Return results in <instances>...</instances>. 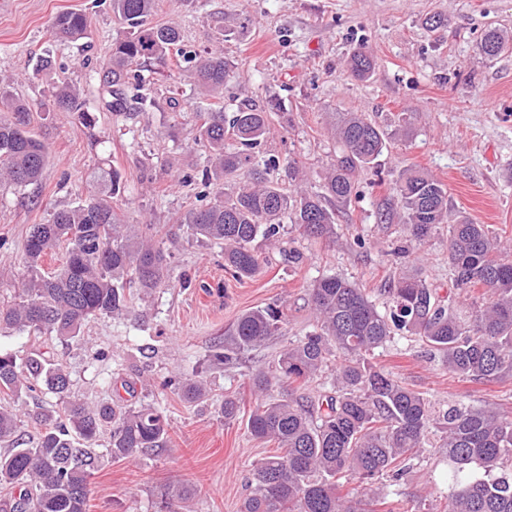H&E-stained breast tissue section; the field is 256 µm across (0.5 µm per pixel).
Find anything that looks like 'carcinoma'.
Returning <instances> with one entry per match:
<instances>
[{"label": "carcinoma", "mask_w": 512, "mask_h": 512, "mask_svg": "<svg viewBox=\"0 0 512 512\" xmlns=\"http://www.w3.org/2000/svg\"><path fill=\"white\" fill-rule=\"evenodd\" d=\"M156 0H111L112 14L123 34L99 65L100 81L109 88L127 87L144 112L153 105L149 78L133 69L141 60L162 62L175 53L191 65L198 97L224 98V84L236 77L221 50L186 51L181 29L152 21ZM247 17H226L220 35L241 34ZM91 19L82 12L55 15L50 33L60 44L88 37ZM508 43L495 30L480 44L487 58L501 54ZM354 77L367 78L374 59L358 50L350 57ZM54 105L78 114L91 127L94 118L83 109L79 89L55 87ZM34 105L14 97L0 78V187H25L42 178L47 147L28 127ZM272 101L266 109L246 106L232 115L218 108L205 113L194 140L208 149L209 168L201 182L221 185L235 174L234 191H220L214 200L189 208L180 228L224 250V270L236 279L261 271L257 238L275 243L284 222L311 238L336 236V205L359 196L356 173L377 162L386 141L403 135L399 125L386 132L363 112H339L330 133L339 154L324 170L323 191H287L273 180L280 158L261 155L270 132ZM121 193L120 177L101 178L98 191L75 206L61 209L46 224H35L24 246L27 275L12 304L0 307V332L34 331L69 341L97 316L122 317L134 297L150 296L172 279L171 254L155 241L149 224L122 222L113 201ZM398 223L408 241L425 244L448 225V262L456 287L483 289L484 302L470 319L462 318L456 301L440 298L420 272H403L384 289L390 303L382 313L353 282L339 276L313 281L307 304L313 322L280 352L271 376L258 370L250 377L258 394L246 422L249 434L277 444L253 473L254 489L241 512H393L395 500L374 488L388 478L395 487L407 479L426 437L433 432L453 469L451 491L440 512H512V417L496 406L450 405L437 412L430 400L366 356L387 346L397 335L416 337L439 353L448 372L472 381L512 378V247L485 224L462 216L448 223V190L420 167L402 170L394 183ZM65 247L60 265L43 268L44 258ZM285 314L273 303L242 313L224 334V350L216 362L232 365L238 356L282 333ZM329 388L301 393L329 367ZM60 400L59 410L41 415L34 446L16 445L18 415L0 406V512H86L91 481L99 468L95 448L104 426L112 425L108 453L127 459L169 440L167 417L147 405L115 409L91 408L71 398L65 367L46 357L19 360L0 355V390L15 395L35 391L36 384ZM288 392L275 397L276 386ZM163 387L182 391L189 400L207 393L199 378L186 385L173 378ZM352 483L345 494L340 487ZM194 496L183 484L168 488V512H182Z\"/></svg>", "instance_id": "cac0c4a2"}]
</instances>
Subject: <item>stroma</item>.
Returning a JSON list of instances; mask_svg holds the SVG:
<instances>
[{
    "label": "stroma",
    "instance_id": "stroma-1",
    "mask_svg": "<svg viewBox=\"0 0 512 512\" xmlns=\"http://www.w3.org/2000/svg\"><path fill=\"white\" fill-rule=\"evenodd\" d=\"M66 10L89 15V38L70 46L54 42L49 23ZM218 12L254 20L245 36L224 42V55L239 72L224 89L225 112L278 99L283 115L274 118L262 150L308 162L309 190H320V172L336 155L327 133L333 113L363 112L387 130L403 117L407 133L388 141L377 168L358 175L359 196L339 209L335 241L284 225L276 246L260 248L261 273L238 281L225 272L218 248L181 232L172 249L170 286L136 301L128 316L90 320L69 342L0 334L1 354L23 359L42 353L62 362L76 397L91 404H152L168 419L165 447L132 459L102 458L88 512H161L167 486L178 483L195 490L190 512H240L254 465L273 447L250 436L245 417L225 419L224 398L236 397L243 410L252 406L249 378L271 367L306 327V294L315 279L348 278L381 308L397 268L422 270L440 294L453 292L447 229L404 259L393 254L405 242L401 225L380 220L407 166L425 168L447 184L453 213L512 241V49L492 59L479 52L488 30L512 36V0H157L153 19L179 24L186 48L200 51L215 45L211 16ZM437 13L447 25L429 30L425 20ZM121 33L109 0H0V75L15 97L39 102L30 128L48 148L39 183L0 188V305L14 299L32 225L88 199L98 175L117 172L125 219L154 225L162 238L199 195H215V186L178 180L201 170L206 153L194 140L206 103L193 96L192 71L182 58L142 64L141 74L157 87L149 112L108 108L113 95L95 67ZM360 48L376 60L364 81L347 65ZM42 55L52 58L51 70L38 69ZM63 81L79 88L94 126L77 114L52 111L53 88ZM359 236L365 247L354 245ZM273 302L284 304L287 314L281 335L244 352L234 367L212 362L241 313ZM373 361L436 406L495 403L512 416V378L475 383L456 377L439 356L400 337L376 351ZM172 376L204 378L208 396L192 402L181 391L161 389ZM56 403L40 389L17 400L0 393V404L16 410L29 446L38 436L37 415ZM451 468L445 453L425 449L401 487L405 512H438Z\"/></svg>",
    "mask_w": 512,
    "mask_h": 512
}]
</instances>
